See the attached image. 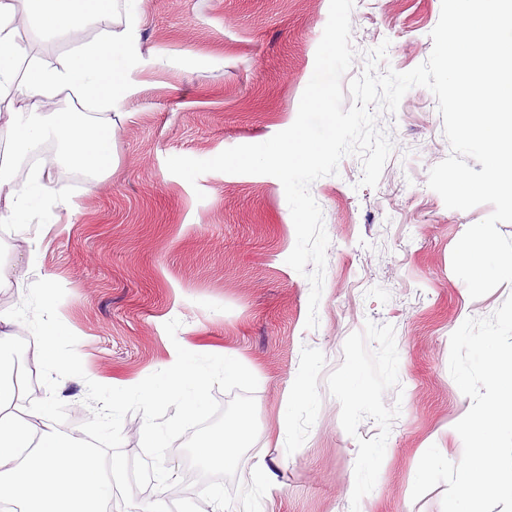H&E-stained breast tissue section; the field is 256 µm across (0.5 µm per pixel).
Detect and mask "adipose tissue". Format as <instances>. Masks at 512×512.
Returning a JSON list of instances; mask_svg holds the SVG:
<instances>
[{
  "mask_svg": "<svg viewBox=\"0 0 512 512\" xmlns=\"http://www.w3.org/2000/svg\"><path fill=\"white\" fill-rule=\"evenodd\" d=\"M141 0H123L126 21L112 23V0H27L17 10L12 0H0V103L10 112L0 123V144L15 152L52 141L59 154L54 168L33 170L21 185L0 174V223L25 224L34 213L52 223L43 204L53 191L59 171L79 169L103 180L112 163V126L90 127L75 113L52 110L51 101L63 89L85 101L103 99L104 88L128 87L130 62L139 51ZM100 26L101 40L68 53L57 62L28 57L16 41L20 26H30L64 38L86 24ZM0 336V491L7 492L21 512H100L111 493L110 475L123 469L119 459L102 464L74 440L50 429L46 410L20 415L3 408L14 397L3 375L10 359ZM27 449L17 459L16 449Z\"/></svg>",
  "mask_w": 512,
  "mask_h": 512,
  "instance_id": "obj_1",
  "label": "adipose tissue"
}]
</instances>
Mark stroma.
<instances>
[{
    "mask_svg": "<svg viewBox=\"0 0 512 512\" xmlns=\"http://www.w3.org/2000/svg\"><path fill=\"white\" fill-rule=\"evenodd\" d=\"M140 8L129 91L108 111L59 95L61 110L108 112L114 160L105 181L59 182L44 203L56 224L10 227L7 264L64 287L58 315L79 338L86 376L58 385L67 407L58 433H80L91 417L87 381H142L167 368L178 342L231 351L258 380L259 430L230 489L263 465L275 512H441L444 486L418 500L411 493L428 446L454 463L463 455L455 426L471 401L449 373L450 337L466 319L491 315L512 285L474 299L452 269L456 243L492 207L450 209L428 187L430 168L451 153L435 96L412 88L396 114L379 115L393 148L376 187L360 186L355 155L311 185L330 244L310 329V284L286 262L296 233L281 182L208 172L192 185L166 161L209 159L290 127L329 0H142ZM440 14L441 0H355L349 77L383 42L380 69L425 62ZM173 319L181 326L172 340L164 325ZM10 331L14 401L26 406L48 391L29 330L18 322ZM353 376L368 396L343 392ZM301 384L308 399L281 424L282 395ZM184 458L174 442L166 462L181 485L138 490L134 505L116 500L112 512L158 496L181 500L185 512H214Z\"/></svg>",
    "mask_w": 512,
    "mask_h": 512,
    "instance_id": "35a3bbf8",
    "label": "stroma"
}]
</instances>
